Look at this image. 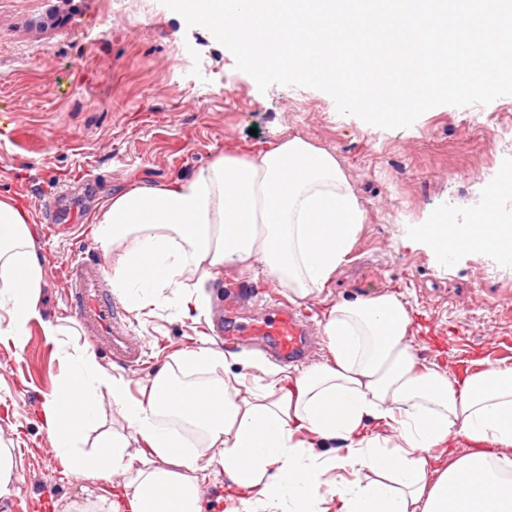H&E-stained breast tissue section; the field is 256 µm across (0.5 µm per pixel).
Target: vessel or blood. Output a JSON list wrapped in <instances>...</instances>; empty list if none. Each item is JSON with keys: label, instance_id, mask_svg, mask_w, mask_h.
Wrapping results in <instances>:
<instances>
[{"label": "vessel or blood", "instance_id": "b4317fda", "mask_svg": "<svg viewBox=\"0 0 512 512\" xmlns=\"http://www.w3.org/2000/svg\"><path fill=\"white\" fill-rule=\"evenodd\" d=\"M71 313L79 321L92 349L122 368H138L146 361V342L125 329V312L112 298L105 266L95 255H77L62 268ZM306 325L299 311L278 302L265 317L235 323L224 331L227 345L260 338L278 358L293 362L305 353Z\"/></svg>", "mask_w": 512, "mask_h": 512}]
</instances>
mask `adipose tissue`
I'll use <instances>...</instances> for the list:
<instances>
[{"mask_svg": "<svg viewBox=\"0 0 512 512\" xmlns=\"http://www.w3.org/2000/svg\"><path fill=\"white\" fill-rule=\"evenodd\" d=\"M424 224L415 233L448 263L464 246L512 263V225ZM366 222L328 150L299 136L252 154L218 153L187 177L118 192L95 219L114 255L112 288L132 307L173 292L177 315L200 319L225 268L263 266L306 300L322 293ZM41 264L24 210L0 199V344L22 347L31 323L59 339L67 375L40 405L62 479L96 470L113 496L65 512H203L201 458H216L236 490L229 512H512V368L463 382L423 367L402 295L339 301L323 315L329 356L296 372L271 362L246 390L223 350H184L130 394V382L62 341L39 306ZM121 421L79 447L104 404ZM339 446L326 450L330 441ZM469 450L456 454L453 442Z\"/></svg>", "mask_w": 512, "mask_h": 512, "instance_id": "ef3b65f1", "label": "adipose tissue"}]
</instances>
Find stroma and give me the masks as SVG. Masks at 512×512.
I'll return each instance as SVG.
<instances>
[{"label": "stroma", "instance_id": "stroma-1", "mask_svg": "<svg viewBox=\"0 0 512 512\" xmlns=\"http://www.w3.org/2000/svg\"><path fill=\"white\" fill-rule=\"evenodd\" d=\"M512 128V96L492 103L433 108L407 128L381 129L337 110L326 92L272 85L259 91L234 55L204 28L190 27L161 0H0V127L22 126L29 150L0 140V197L19 206L49 198L57 223L98 214L121 189L186 177L225 147L245 148L299 136L340 159L367 221L320 299L300 301L307 324L306 363L328 350L317 316L322 302L402 294L414 320L422 365L460 371L462 360L512 343V265L480 248L441 265L428 246L404 243L414 225L452 216L469 224L485 205L512 223V194L487 202L483 186L512 170V141L483 122ZM42 267L39 306L81 344L77 320L63 311L59 271L74 249L95 254L34 225ZM287 298L263 268H225L210 290V312L180 318L165 305L129 313L145 337L149 363L125 370L131 393L182 349L215 335L225 319L257 318L264 297ZM66 367L57 345L30 324L22 348L0 346V439L23 454L0 512H63L110 481L60 482L52 442L39 415Z\"/></svg>", "mask_w": 512, "mask_h": 512}]
</instances>
